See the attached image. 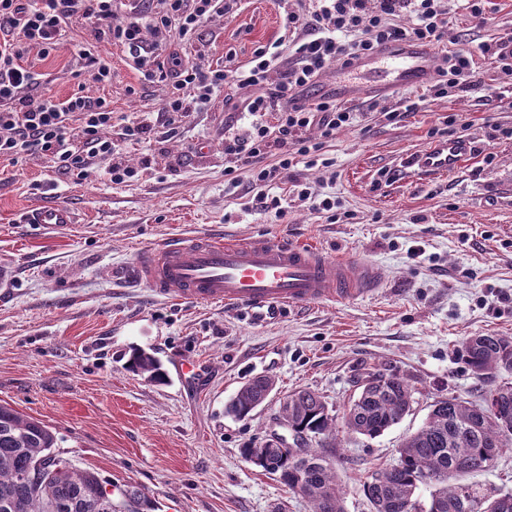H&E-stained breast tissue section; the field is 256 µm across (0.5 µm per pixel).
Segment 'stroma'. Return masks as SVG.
<instances>
[{
  "label": "stroma",
  "mask_w": 512,
  "mask_h": 512,
  "mask_svg": "<svg viewBox=\"0 0 512 512\" xmlns=\"http://www.w3.org/2000/svg\"><path fill=\"white\" fill-rule=\"evenodd\" d=\"M281 31L275 0H240L233 14L200 29L198 46L206 63L223 65L232 52L243 65ZM510 32L512 0H492L481 26L455 0L440 48L476 49ZM68 38L59 53L25 57L39 93L104 95L119 116L160 110L164 84L143 82L125 49L98 44L112 65L104 88L79 63L82 23ZM479 72L481 96L436 99L422 86L355 102L361 124L338 130L321 151L331 167L296 169L335 199L331 213L308 209L287 181L275 187L288 199L281 221L261 210L255 193L225 189L224 129L239 121L249 95L232 83L169 141L123 142L129 163L150 164L124 184L110 182L105 160L82 179L56 173L41 157L0 160V403L48 425L77 468L117 486L139 485L162 512H311L307 498L247 462L242 448L264 445L278 429L290 391L318 393L339 416L358 378L396 370L413 387L402 421L374 439L343 428L336 435L344 510L371 512L364 482L395 458L436 399L478 404L512 383V371L476 381L459 356L473 334L512 339V138L487 140L491 126L512 129V76L488 57ZM408 98L420 109L387 120ZM452 115L466 123L475 159L445 175L400 169ZM49 199L69 205L75 224L49 232L22 223L25 211ZM214 229L285 235L330 256L368 260L385 286L368 299L315 304L266 325L221 306L154 300L125 276L140 249ZM135 348L160 358L164 383L126 369ZM181 359L199 362L198 381L179 374ZM259 376L274 381L266 402L249 418L228 415L238 389Z\"/></svg>",
  "instance_id": "stroma-1"
}]
</instances>
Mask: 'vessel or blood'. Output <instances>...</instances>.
Returning a JSON list of instances; mask_svg holds the SVG:
<instances>
[{
    "label": "vessel or blood",
    "instance_id": "b4317fda",
    "mask_svg": "<svg viewBox=\"0 0 512 512\" xmlns=\"http://www.w3.org/2000/svg\"><path fill=\"white\" fill-rule=\"evenodd\" d=\"M436 74L430 46L407 41L378 48L356 65L337 66L315 93L320 97L356 100L401 88L418 87ZM472 156L466 140H441L410 153L405 167L420 176L443 175L463 167ZM25 223L61 229L75 214L60 202H47L26 212ZM130 274L150 286L156 298L227 306L259 323L322 303H343L374 295L385 280L379 266L365 260H336L315 248L281 237L238 239L213 231L177 236L141 249Z\"/></svg>",
    "mask_w": 512,
    "mask_h": 512
}]
</instances>
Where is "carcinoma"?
I'll return each mask as SVG.
<instances>
[{
	"label": "carcinoma",
	"mask_w": 512,
	"mask_h": 512,
	"mask_svg": "<svg viewBox=\"0 0 512 512\" xmlns=\"http://www.w3.org/2000/svg\"><path fill=\"white\" fill-rule=\"evenodd\" d=\"M459 355L479 382L512 370V340L503 336H468ZM126 369L154 382L166 377L160 361L138 348L131 351ZM372 379L375 384L360 387L342 417L349 431L371 439L398 424L412 399V386L400 372H378ZM273 389L271 379L254 378L239 388L227 411L244 419ZM494 394L499 397L497 412L478 413L474 405L454 396L436 400L423 425L398 449L397 460L364 482L373 512H460L466 490L480 495L481 512H512V493L502 498L465 481L493 467L503 450L512 447V387L487 392ZM282 413L294 428L301 453L247 447L241 449L243 456L302 493L312 512H344L342 490L328 460V455H337L336 416L308 389L289 394ZM58 442L41 421L0 404V512H159L156 499L134 484L123 485L119 505L106 510L102 497L108 482L58 456ZM38 462L44 467L31 480L28 474ZM425 477L432 487L426 505L420 500Z\"/></svg>",
	"instance_id": "obj_1"
}]
</instances>
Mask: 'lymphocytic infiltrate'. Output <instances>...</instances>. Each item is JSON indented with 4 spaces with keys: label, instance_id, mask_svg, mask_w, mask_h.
<instances>
[{
    "label": "lymphocytic infiltrate",
    "instance_id": "1",
    "mask_svg": "<svg viewBox=\"0 0 512 512\" xmlns=\"http://www.w3.org/2000/svg\"><path fill=\"white\" fill-rule=\"evenodd\" d=\"M237 4L152 0L143 10L138 0H0V159L42 155L59 173L80 177L95 160L106 158L112 182L125 183L139 170L124 159L121 140L112 137L114 125L122 127L121 139L161 141L234 82L251 94L244 105L247 122L224 136L229 161L224 175L235 188L269 187L298 165H313L324 143L358 119L328 97L299 103V94L316 79L335 64L350 65L384 45L405 39L441 43L448 31V0H310L302 12L278 0L283 33L257 48L248 64L228 56L222 67L212 68L166 54L172 42L194 43L205 23L231 14ZM401 17L408 18V26L398 25ZM75 21L88 34L79 58L92 80H112L111 66L95 55L94 44L121 46L144 80L166 81L160 112L119 121L107 98L75 94L60 101L38 93L24 58L34 48L45 57L59 52ZM483 88L471 51L457 48L443 55L432 85L435 97Z\"/></svg>",
    "mask_w": 512,
    "mask_h": 512
}]
</instances>
